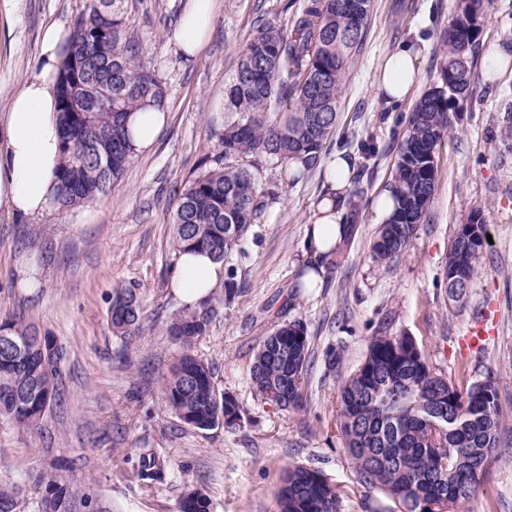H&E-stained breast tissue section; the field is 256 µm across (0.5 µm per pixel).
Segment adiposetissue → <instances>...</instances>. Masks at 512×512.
Here are the masks:
<instances>
[{
  "instance_id": "1",
  "label": "adipose tissue",
  "mask_w": 512,
  "mask_h": 512,
  "mask_svg": "<svg viewBox=\"0 0 512 512\" xmlns=\"http://www.w3.org/2000/svg\"><path fill=\"white\" fill-rule=\"evenodd\" d=\"M214 0H189L174 43L188 56L203 47L214 21ZM72 38L62 23L45 27L40 35L38 67L13 95L0 118V209L26 217L45 218L54 211L55 173L62 161L56 82L64 50ZM418 53L403 46L391 51L377 79L380 93L402 101L419 81ZM330 195L316 204L306 242L315 253L327 254L341 245L348 209L350 163L336 158L328 175ZM224 280V266L203 252H182L172 277L183 306L198 307Z\"/></svg>"
}]
</instances>
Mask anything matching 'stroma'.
I'll return each mask as SVG.
<instances>
[{"label":"stroma","mask_w":512,"mask_h":512,"mask_svg":"<svg viewBox=\"0 0 512 512\" xmlns=\"http://www.w3.org/2000/svg\"><path fill=\"white\" fill-rule=\"evenodd\" d=\"M86 0H0V115L36 67L44 26H75ZM188 0H127L128 33L165 86V129L137 153L122 180L96 201L41 222L0 212V317L16 315L65 349L66 400L36 432L0 420V486L22 490L23 512H37L40 472L74 477L112 512H178L186 484L201 487L212 512H276L275 487L292 463L319 470L336 485L341 512H398L381 492L364 493L331 429L343 379L358 368L377 333L411 336L436 372L452 382L493 372L504 414L468 512H512V0H487L481 46L508 54L506 69L477 59L473 95L437 154V189L427 222L407 253L389 265L370 257L378 195L389 189L397 146L413 100L392 103L376 89L386 51H420L419 92L440 81L443 32L460 0H373L365 41L346 73L340 117L320 163L288 183L225 264L240 295L221 310L195 346L218 387L243 408L239 427H184L161 400L164 375L180 354L156 325L181 304L171 288L177 259L172 223L177 198L224 122V87L262 23L287 22L305 0H215L204 49L187 58L172 33ZM352 168L349 195L360 205L358 231L330 260L323 285L306 288L305 228L326 189L337 154ZM480 213L492 237L474 286L453 300L442 266L454 233ZM36 263L40 286L19 288L18 271ZM135 289L151 325L123 348L108 321L112 291ZM299 321L313 353L307 408L288 413L258 401L246 366L278 322ZM341 359L328 368L330 355ZM168 461L161 481L133 476L143 444Z\"/></svg>","instance_id":"stroma-1"}]
</instances>
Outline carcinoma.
<instances>
[{"label": "carcinoma", "instance_id": "cac0c4a2", "mask_svg": "<svg viewBox=\"0 0 512 512\" xmlns=\"http://www.w3.org/2000/svg\"><path fill=\"white\" fill-rule=\"evenodd\" d=\"M476 25H463L461 4L444 32L441 85L414 104L393 171L396 207L371 246L374 262L386 265L406 252L426 220L437 186L434 162L451 128L453 102L473 90V62L486 14L485 0H473ZM372 0H307L290 24L267 22L241 52L226 85L224 124L215 131L220 152L206 154L201 171L178 196L173 220L176 251L205 252L222 262L242 249L255 218L281 196L265 178L268 170H289L300 161L304 173L319 162L336 133L344 75L361 47ZM73 45L57 81L62 161L56 172L54 206L62 213L112 190L136 155L130 116L147 103L162 106L164 86L135 56L127 37L124 0H87L76 23ZM112 143H104L106 131ZM483 220L456 232L442 268L448 293L460 298L472 287L477 262L488 245ZM229 271L224 295L201 306L173 312L163 335L182 353L164 377L162 401L171 415L198 431L235 429L242 406L221 390L212 366L194 354L209 335L218 308L234 302L239 288ZM113 336L135 344L144 330V308L135 289H112ZM32 325L0 318V417L29 432L40 429L62 396V370L41 356L38 340L23 359L3 345L4 336L25 338ZM310 341L298 321L274 326L249 367L255 397L283 411L303 409V385ZM27 394L6 397L13 389ZM502 409L492 373L458 387L436 372L414 339L381 334L370 339L361 365L340 387L336 438L349 455L366 492L381 491L399 512H448L475 495L483 469L477 457L498 446ZM165 461L142 448L134 469L146 486L162 479ZM38 512H111L79 485L41 475ZM277 512H340L336 486L319 470L288 467L275 492ZM199 487L185 488L179 512H210ZM0 512H20L19 491L0 489Z\"/></svg>", "mask_w": 512, "mask_h": 512}]
</instances>
